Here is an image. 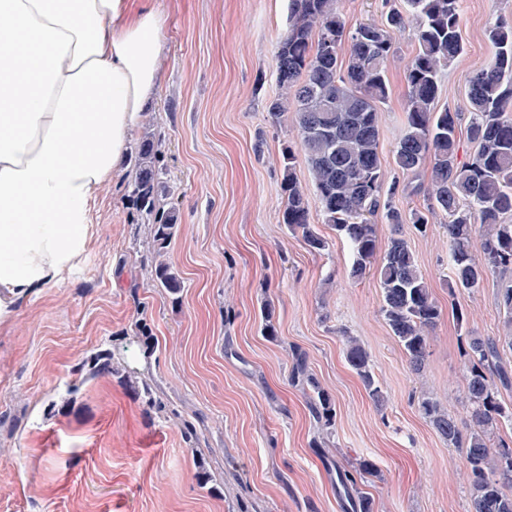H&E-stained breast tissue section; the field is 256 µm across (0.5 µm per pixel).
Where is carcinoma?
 Listing matches in <instances>:
<instances>
[{
	"instance_id": "1",
	"label": "carcinoma",
	"mask_w": 512,
	"mask_h": 512,
	"mask_svg": "<svg viewBox=\"0 0 512 512\" xmlns=\"http://www.w3.org/2000/svg\"><path fill=\"white\" fill-rule=\"evenodd\" d=\"M289 27L277 42L276 82L280 93L269 104L276 124L293 114L297 138L311 187L295 172L292 147L282 150L281 223L314 251L328 241L310 222L315 198L324 223L348 245L352 279L371 268L377 249L380 217L393 228L410 223L426 234L429 216H448V261L451 287L471 289L489 274L499 276V302L508 334L498 338L470 336L465 348V393L470 415L465 427L439 400L424 396L419 410L450 448L462 451L471 492L470 512H512V438L500 428L512 427V405L499 399L512 387V370L499 356V343L512 348V21L497 20L489 28L494 54L467 79L470 108L469 159L458 161V113L436 108L441 72L464 51L460 37L461 0H404L379 21L353 29L339 10L338 0H289ZM414 25L415 51L405 67L408 96L405 126L394 150L399 173L409 177L430 171L426 210H401L396 203L400 182L385 185L379 156L378 112L390 94L387 64L396 54L394 34ZM165 143L150 129L132 152V176L124 196L135 210L136 223L148 226L147 272L180 301L184 281L171 262L168 248L179 232L180 217L171 199L173 187L162 165ZM382 313L412 369H425L429 332L441 316L425 274L406 239H390L378 268ZM346 360L376 402L384 399L370 353L353 336L344 337ZM86 378L118 375L112 350L89 356L79 368ZM290 382L303 390L312 417L330 435L336 412L328 392L310 372L307 357L292 352ZM151 409L162 414L150 378L125 377ZM362 461L351 472H339L348 497L358 499L359 512H371L370 498L357 477L370 472Z\"/></svg>"
}]
</instances>
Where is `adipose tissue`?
I'll return each instance as SVG.
<instances>
[{"label":"adipose tissue","mask_w":512,"mask_h":512,"mask_svg":"<svg viewBox=\"0 0 512 512\" xmlns=\"http://www.w3.org/2000/svg\"><path fill=\"white\" fill-rule=\"evenodd\" d=\"M163 23L133 0H0V327L88 253L160 88Z\"/></svg>","instance_id":"1"}]
</instances>
